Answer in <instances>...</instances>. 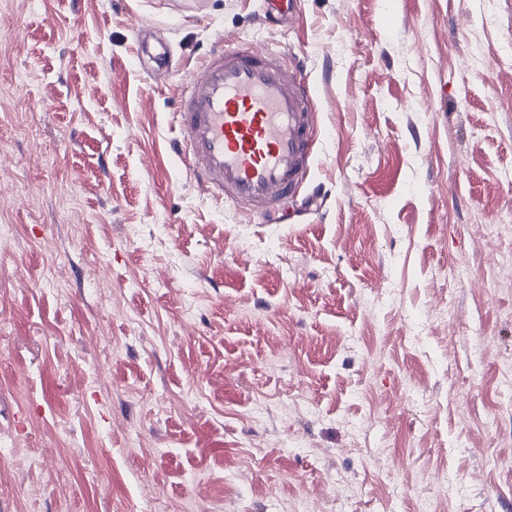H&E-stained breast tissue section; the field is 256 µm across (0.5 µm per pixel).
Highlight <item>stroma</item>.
I'll list each match as a JSON object with an SVG mask.
<instances>
[{"label":"stroma","mask_w":512,"mask_h":512,"mask_svg":"<svg viewBox=\"0 0 512 512\" xmlns=\"http://www.w3.org/2000/svg\"><path fill=\"white\" fill-rule=\"evenodd\" d=\"M220 40L332 130L296 221L177 154ZM507 258L512 0H0V512H512Z\"/></svg>","instance_id":"obj_1"}]
</instances>
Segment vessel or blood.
Wrapping results in <instances>:
<instances>
[{"label":"vessel or blood","mask_w":512,"mask_h":512,"mask_svg":"<svg viewBox=\"0 0 512 512\" xmlns=\"http://www.w3.org/2000/svg\"><path fill=\"white\" fill-rule=\"evenodd\" d=\"M311 100L308 79L282 52L214 47L174 114L179 154L200 190L238 214L286 222L327 134Z\"/></svg>","instance_id":"vessel-or-blood-1"}]
</instances>
